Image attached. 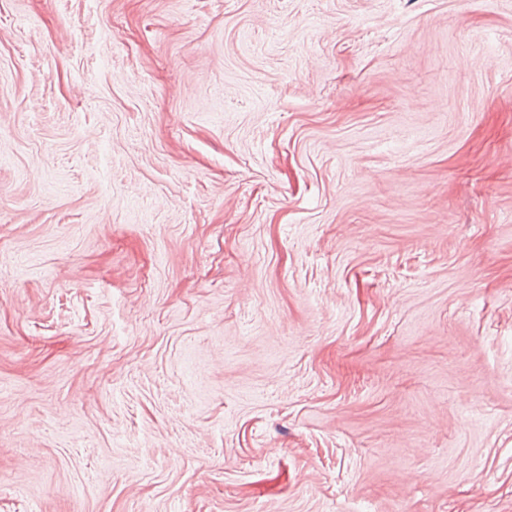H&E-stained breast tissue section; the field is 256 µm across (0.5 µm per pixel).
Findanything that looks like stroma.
Listing matches in <instances>:
<instances>
[{"instance_id":"obj_1","label":"stroma","mask_w":512,"mask_h":512,"mask_svg":"<svg viewBox=\"0 0 512 512\" xmlns=\"http://www.w3.org/2000/svg\"><path fill=\"white\" fill-rule=\"evenodd\" d=\"M0 512H512V0H0Z\"/></svg>"}]
</instances>
